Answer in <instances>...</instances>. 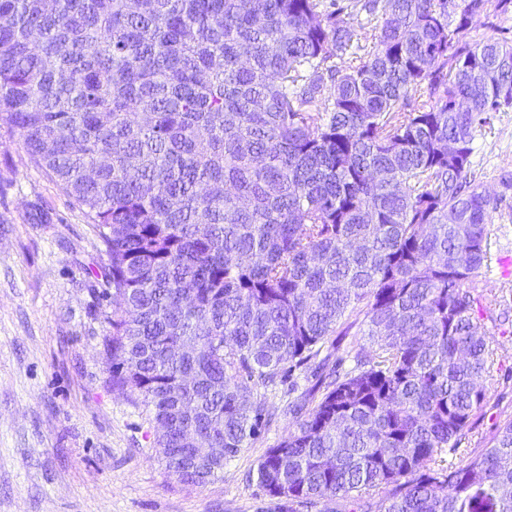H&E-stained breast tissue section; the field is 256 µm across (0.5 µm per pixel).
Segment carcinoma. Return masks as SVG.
<instances>
[{"label": "carcinoma", "instance_id": "cac0c4a2", "mask_svg": "<svg viewBox=\"0 0 512 512\" xmlns=\"http://www.w3.org/2000/svg\"><path fill=\"white\" fill-rule=\"evenodd\" d=\"M490 9L512 0H353L361 46L322 0H0V124L98 229L112 388L177 482L215 479L272 421L258 387L356 313L371 347L320 361L258 463L274 508L512 512V421L449 460L493 355L472 288L500 199L473 156L512 109V40L471 36Z\"/></svg>", "mask_w": 512, "mask_h": 512}]
</instances>
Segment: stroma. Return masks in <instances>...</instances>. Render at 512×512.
I'll return each instance as SVG.
<instances>
[{
  "label": "stroma",
  "mask_w": 512,
  "mask_h": 512,
  "mask_svg": "<svg viewBox=\"0 0 512 512\" xmlns=\"http://www.w3.org/2000/svg\"><path fill=\"white\" fill-rule=\"evenodd\" d=\"M477 180L500 199L493 260L473 291L494 348V385L459 454L490 447L512 420V111L491 113ZM98 231L0 126V512H262L254 472L295 428L288 403L316 394L320 370L265 390L276 419L201 487L171 479L146 410L112 388V300Z\"/></svg>",
  "instance_id": "1"
}]
</instances>
